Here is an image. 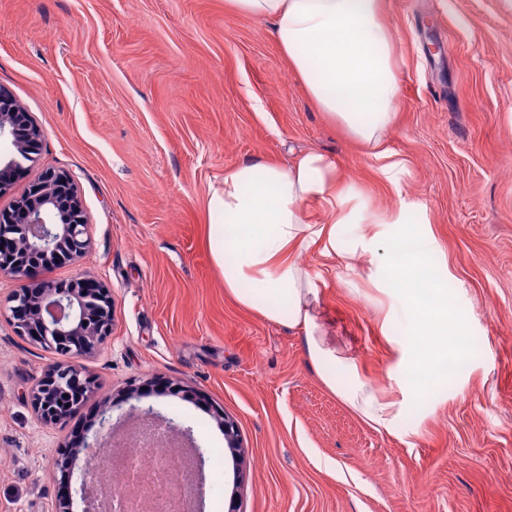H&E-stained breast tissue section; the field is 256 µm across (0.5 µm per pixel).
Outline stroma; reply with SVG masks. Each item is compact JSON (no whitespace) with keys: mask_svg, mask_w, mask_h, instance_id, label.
Listing matches in <instances>:
<instances>
[{"mask_svg":"<svg viewBox=\"0 0 512 512\" xmlns=\"http://www.w3.org/2000/svg\"><path fill=\"white\" fill-rule=\"evenodd\" d=\"M400 61L393 125L399 183L322 112L269 22L231 0H0V87L41 130L33 163L0 194L12 207L48 169L74 176L89 222L78 262L45 275L104 282L112 333L81 364L90 398L47 425L27 397L56 362L17 335L0 280V512H81L58 464L130 385L192 430L204 512H512V6L506 0H383ZM440 51H431V43ZM318 152L373 210L425 212L448 307L476 347L458 374L417 387L403 328L369 268L300 255L327 282L337 353L401 403L378 430L330 392L298 332L240 305L208 245L207 202L226 169L290 166ZM243 458L214 465L218 411Z\"/></svg>","mask_w":512,"mask_h":512,"instance_id":"obj_1","label":"stroma"}]
</instances>
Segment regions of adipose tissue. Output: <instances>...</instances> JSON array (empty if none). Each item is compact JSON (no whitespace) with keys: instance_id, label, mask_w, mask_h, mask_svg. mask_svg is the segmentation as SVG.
I'll return each mask as SVG.
<instances>
[{"instance_id":"ef3b65f1","label":"adipose tissue","mask_w":512,"mask_h":512,"mask_svg":"<svg viewBox=\"0 0 512 512\" xmlns=\"http://www.w3.org/2000/svg\"><path fill=\"white\" fill-rule=\"evenodd\" d=\"M241 10L270 21L272 34L303 79L321 111L337 117L349 133L381 158L382 175L398 182L402 161L389 159L381 135L393 122L399 95V66L392 35L382 17V0H233ZM342 184L333 163L309 153L294 165L240 164L225 171L209 200L208 243L224 276L225 292L263 317L302 333L310 367L322 383L378 429L389 428L398 403L374 391L354 358L327 347L319 305L324 282L298 260L318 249L352 269L367 258L400 289V317L434 331L459 328L448 312V290L424 275L430 237L407 252L395 240L375 242L377 224H404L407 209L380 213L359 204ZM314 202L330 218L309 223L305 206ZM357 244L345 249L343 234Z\"/></svg>"}]
</instances>
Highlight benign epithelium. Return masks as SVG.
Returning a JSON list of instances; mask_svg holds the SVG:
<instances>
[{
  "label": "benign epithelium",
  "mask_w": 512,
  "mask_h": 512,
  "mask_svg": "<svg viewBox=\"0 0 512 512\" xmlns=\"http://www.w3.org/2000/svg\"><path fill=\"white\" fill-rule=\"evenodd\" d=\"M0 142L8 151L0 153V193L10 189L16 178L35 160L41 143V130L30 113L0 87ZM88 221L78 187L64 171L45 170L13 208L0 211V278L18 284L9 297L10 321L20 336H34L42 347L64 357L51 367L31 388L29 398L37 415L46 424L65 418L56 408L60 395L71 390L91 392L92 382L85 375L80 359L112 333V296L108 288L93 279L81 278L68 288L50 279H40L41 267L56 261H77L90 245ZM25 247L19 248L18 241ZM144 393L131 389L119 401L112 402L100 419V428L112 431L114 412L139 421L138 432L145 448L174 446L178 430L172 418L151 406L140 405ZM224 428V441L230 453L240 454L236 421L218 414ZM191 482L183 506L199 512L203 496L201 453L189 458ZM82 512H124L122 502L97 491L94 466L86 462L81 475Z\"/></svg>",
  "instance_id": "benign-epithelium-1"
}]
</instances>
